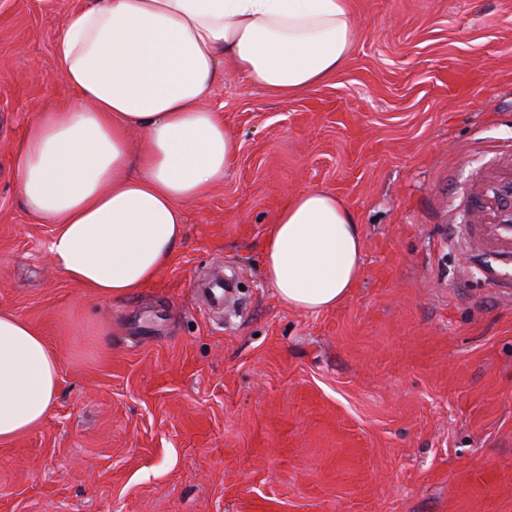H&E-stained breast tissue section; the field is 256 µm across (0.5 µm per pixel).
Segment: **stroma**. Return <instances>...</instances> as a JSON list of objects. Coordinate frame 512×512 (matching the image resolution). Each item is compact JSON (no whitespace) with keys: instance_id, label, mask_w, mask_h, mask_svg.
Masks as SVG:
<instances>
[{"instance_id":"obj_1","label":"stroma","mask_w":512,"mask_h":512,"mask_svg":"<svg viewBox=\"0 0 512 512\" xmlns=\"http://www.w3.org/2000/svg\"><path fill=\"white\" fill-rule=\"evenodd\" d=\"M87 0H0V308L59 354L48 417L0 440V512H512V262H470L473 188L512 165V0H351L343 68L283 98L227 73L224 182L172 263L95 298L51 264L17 188L34 117L75 103L55 55ZM478 77L453 99L448 70ZM310 188L340 198L363 271L288 308L262 232ZM236 287L209 310L196 276Z\"/></svg>"}]
</instances>
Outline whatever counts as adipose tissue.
Segmentation results:
<instances>
[{
	"instance_id": "adipose-tissue-1",
	"label": "adipose tissue",
	"mask_w": 512,
	"mask_h": 512,
	"mask_svg": "<svg viewBox=\"0 0 512 512\" xmlns=\"http://www.w3.org/2000/svg\"><path fill=\"white\" fill-rule=\"evenodd\" d=\"M355 33L350 0H89L72 11L55 53L80 102L39 113L14 151L25 208L54 227L56 269L100 298L151 283L185 237L186 206L231 167L224 117L203 106L226 68L291 96L335 75ZM362 253L355 215L311 189L266 225L260 270L288 308L322 312L351 294ZM59 373L45 338L0 309V440L44 421Z\"/></svg>"
}]
</instances>
